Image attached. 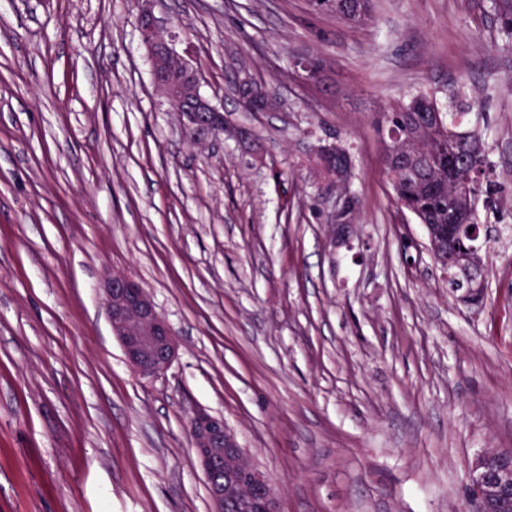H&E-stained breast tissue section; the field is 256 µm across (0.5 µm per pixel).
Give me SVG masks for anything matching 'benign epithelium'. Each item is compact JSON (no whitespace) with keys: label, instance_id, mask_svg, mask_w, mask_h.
I'll list each match as a JSON object with an SVG mask.
<instances>
[{"label":"benign epithelium","instance_id":"benign-epithelium-1","mask_svg":"<svg viewBox=\"0 0 512 512\" xmlns=\"http://www.w3.org/2000/svg\"><path fill=\"white\" fill-rule=\"evenodd\" d=\"M137 27L151 63L154 82L181 120L184 130L204 142L228 130L223 109L199 91V69L189 39L174 22L163 26L155 14L156 0H135ZM432 255L448 266L474 268L481 258L469 242L464 224L426 225ZM460 299L475 304L485 293L483 280L460 279ZM104 304L112 334L122 347L130 369L145 378L164 375L178 357L179 345L171 324L157 311L150 295L128 276H108L102 283ZM189 434L196 459L203 469L212 512H227L237 504L241 512H278L276 490L238 444L221 416L199 410L189 420ZM495 485L512 492V465L507 454L488 450L472 461L468 486L485 508L490 507L487 489Z\"/></svg>","mask_w":512,"mask_h":512}]
</instances>
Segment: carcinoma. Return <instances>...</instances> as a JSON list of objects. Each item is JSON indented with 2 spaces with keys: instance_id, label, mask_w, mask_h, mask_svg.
<instances>
[{
  "instance_id": "1",
  "label": "carcinoma",
  "mask_w": 512,
  "mask_h": 512,
  "mask_svg": "<svg viewBox=\"0 0 512 512\" xmlns=\"http://www.w3.org/2000/svg\"><path fill=\"white\" fill-rule=\"evenodd\" d=\"M313 4L344 23L365 25L371 20L370 0H313ZM491 11L503 36L502 50L512 53V0H491ZM243 84L253 92L247 110L264 112L276 108L261 86L250 80ZM377 125L379 132L385 134V149L394 147L399 152L395 157L384 155L385 172L396 203L420 223L443 224L453 220L476 225L477 200L482 197L488 205L495 203L499 188L491 178L492 162L478 130L467 131L456 140L453 171H448L446 154L429 162L427 153L433 136L446 137L448 128L453 126L433 95L421 92L390 106L380 114ZM308 168L318 181L335 174L336 189L350 190V184L345 182L350 169H329L317 152L309 157Z\"/></svg>"
}]
</instances>
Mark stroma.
I'll return each mask as SVG.
<instances>
[{"label":"stroma","mask_w":512,"mask_h":512,"mask_svg":"<svg viewBox=\"0 0 512 512\" xmlns=\"http://www.w3.org/2000/svg\"><path fill=\"white\" fill-rule=\"evenodd\" d=\"M156 13L189 27L201 95L251 140H189L133 0H0V512H211L198 409L279 512H466L474 457L512 449V55L490 0H373L362 27L307 0ZM245 78L280 108L248 112ZM458 86L501 188L477 208V305L396 204L375 124ZM329 137L360 202L347 246L306 166ZM107 273L172 325L163 376L127 366Z\"/></svg>","instance_id":"obj_1"}]
</instances>
